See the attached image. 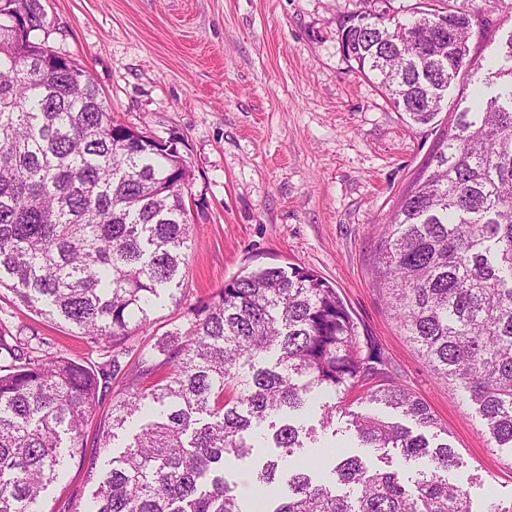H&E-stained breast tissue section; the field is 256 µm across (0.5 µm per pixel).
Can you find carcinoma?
Segmentation results:
<instances>
[{
  "instance_id": "cac0c4a2",
  "label": "carcinoma",
  "mask_w": 512,
  "mask_h": 512,
  "mask_svg": "<svg viewBox=\"0 0 512 512\" xmlns=\"http://www.w3.org/2000/svg\"><path fill=\"white\" fill-rule=\"evenodd\" d=\"M0 0V289L34 313L59 318L114 345L147 329L159 291L180 286L191 249L185 200L191 171L171 141L114 120L86 68L64 63L37 37L14 29ZM477 6L425 8L411 20L366 10L341 25L346 55L378 81L390 104L416 124L442 110L441 90L466 57ZM510 65L488 68L474 112H454L429 159V174L400 199L380 238L379 285L389 308L432 371L457 382L499 446L512 449V39ZM189 327L139 354L112 393V420L98 447L153 411L108 461L90 501L68 512H246L225 476L229 460L257 457L258 488L280 480L273 506L257 512H473L448 481L457 456L429 406L394 380L389 362L362 336L327 280L302 267H259L224 282L191 309ZM0 374V512H36L48 486L66 477L60 449L82 457L85 426L102 389L99 374L68 358L16 353ZM271 354L270 367L258 366ZM319 387L362 448L333 462L334 480L290 457L314 441L291 420ZM371 404L416 428L350 410ZM426 459L413 484L392 463Z\"/></svg>"
}]
</instances>
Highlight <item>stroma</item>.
<instances>
[{
    "label": "stroma",
    "mask_w": 512,
    "mask_h": 512,
    "mask_svg": "<svg viewBox=\"0 0 512 512\" xmlns=\"http://www.w3.org/2000/svg\"><path fill=\"white\" fill-rule=\"evenodd\" d=\"M53 49L86 66L115 119L174 142L192 178L185 189L193 248L175 299L163 300L147 331L127 340L151 350L187 311L225 281L260 266H299L332 284L361 334L385 352L396 382L411 389L448 430L460 459L450 481L486 503L512 504V450L498 447L461 386L437 377L393 319L376 279L383 224L433 153L451 111L464 108L483 65L512 35V0H476L487 36L470 39V62L450 85L434 123H410L377 83L345 56L340 26L361 0H40ZM0 335L38 337L47 352L109 377L88 435L112 409L101 345L0 293ZM314 456L375 453L358 448L345 418L324 430L315 413ZM94 487L69 463L41 512H67Z\"/></svg>",
    "instance_id": "obj_1"
}]
</instances>
